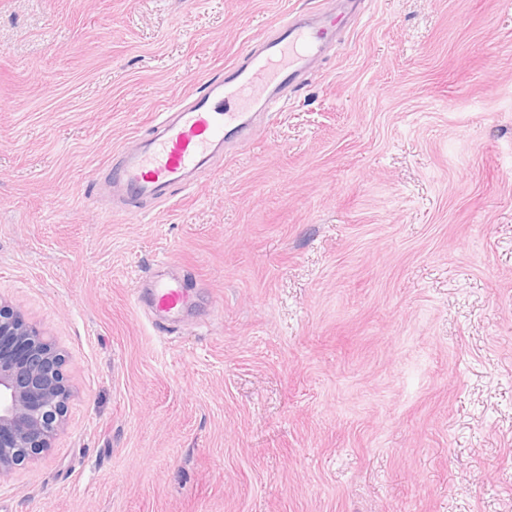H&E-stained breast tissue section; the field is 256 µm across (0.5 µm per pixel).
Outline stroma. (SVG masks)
I'll list each match as a JSON object with an SVG mask.
<instances>
[{
    "label": "stroma",
    "mask_w": 512,
    "mask_h": 512,
    "mask_svg": "<svg viewBox=\"0 0 512 512\" xmlns=\"http://www.w3.org/2000/svg\"><path fill=\"white\" fill-rule=\"evenodd\" d=\"M321 4L0 0V300L74 390L0 512H512V0H361L213 173L100 193ZM148 301L155 312L175 316L185 306L187 294L180 281L155 280L148 288Z\"/></svg>",
    "instance_id": "obj_1"
}]
</instances>
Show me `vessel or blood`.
I'll return each instance as SVG.
<instances>
[{
	"label": "vessel or blood",
	"instance_id": "vessel-or-blood-1",
	"mask_svg": "<svg viewBox=\"0 0 512 512\" xmlns=\"http://www.w3.org/2000/svg\"><path fill=\"white\" fill-rule=\"evenodd\" d=\"M331 11L292 14L257 37L222 77L161 112L139 146L109 170L106 186L134 202L189 186L209 171L230 137L245 138L243 117L254 105L277 108L282 92L324 56L323 32ZM155 312L174 316L187 302L181 282L156 280L148 289Z\"/></svg>",
	"mask_w": 512,
	"mask_h": 512
}]
</instances>
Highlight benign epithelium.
I'll use <instances>...</instances> for the list:
<instances>
[{"mask_svg":"<svg viewBox=\"0 0 512 512\" xmlns=\"http://www.w3.org/2000/svg\"><path fill=\"white\" fill-rule=\"evenodd\" d=\"M42 330L0 302V479L52 448L72 387Z\"/></svg>","mask_w":512,"mask_h":512,"instance_id":"benign-epithelium-1","label":"benign epithelium"}]
</instances>
